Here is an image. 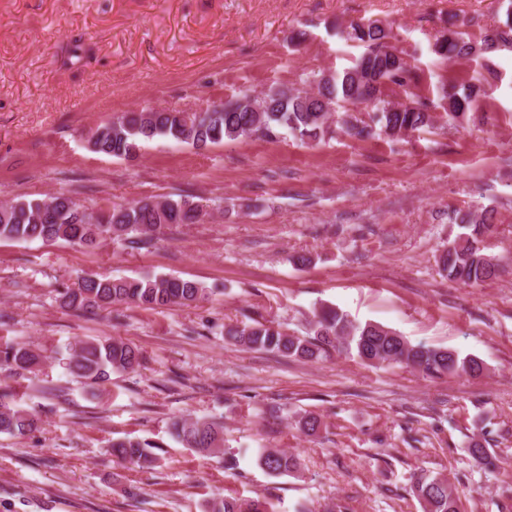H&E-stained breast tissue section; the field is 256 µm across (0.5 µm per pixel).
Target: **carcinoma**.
I'll return each instance as SVG.
<instances>
[{
	"label": "carcinoma",
	"instance_id": "1",
	"mask_svg": "<svg viewBox=\"0 0 512 512\" xmlns=\"http://www.w3.org/2000/svg\"><path fill=\"white\" fill-rule=\"evenodd\" d=\"M342 35L364 47L352 67L324 79L321 73H314L303 80L304 88L272 86L257 101L258 112L242 106L241 100L247 97L244 92L222 102V109L199 116L167 109L131 112L98 128L88 141L89 147L95 153L128 159L138 155L144 143L157 137L202 149L255 135L269 141L290 135L302 142H316L331 134L335 127L347 135L368 139L380 132L395 136L430 126L434 117L428 111L429 103H394L386 99L388 85L406 87L413 77L412 66L390 45L389 30L380 21L368 19L349 23ZM507 45L512 46V7L507 9L504 21L477 40L456 29L454 23H448L446 31L436 38L433 52L447 60L467 59L484 57ZM482 85V79L476 78L446 92L448 121L457 122L466 116ZM359 112L367 113L369 120L358 118ZM72 203L70 195L56 193L0 205V240L63 239L83 247L107 239L140 244L171 224H193L199 216V210L186 208L187 200L169 197L114 204L101 216L89 215L86 222L70 207ZM461 223L466 232L442 251L437 264L449 280L473 286L495 274L493 258L479 246L492 225L486 210L465 215ZM205 295L206 289L198 282L177 276L116 279L87 274L77 287L61 292V300L78 310L107 309L121 304L154 309L189 306ZM224 335L243 348L285 358L318 361L334 351H345L371 367L404 366L429 378L478 376L484 371L483 362L476 357H462L445 347L414 344L380 324H355L332 307L322 306L313 313L304 336L260 320L226 327ZM44 362L41 351L24 343L0 346V369L34 374L41 371ZM138 365L140 356L133 345L104 339L80 343L70 354L67 369L76 378L99 383L109 380L114 372L133 370ZM36 426L35 416L15 405L11 395L0 390V433L22 436ZM171 436L184 447L208 455L219 454L224 447V425L210 417L176 420ZM152 448L154 445L146 441L124 439L113 442L109 452L122 463L151 464L158 460ZM468 453L479 467L487 471L498 468L499 459L482 442L472 441ZM257 463L273 477L294 475L299 467L296 455L274 448L261 449ZM412 492L424 512H459L458 497L443 477L420 475L414 479ZM206 508L207 512H269L268 503L259 498L222 497L210 500Z\"/></svg>",
	"mask_w": 512,
	"mask_h": 512
}]
</instances>
